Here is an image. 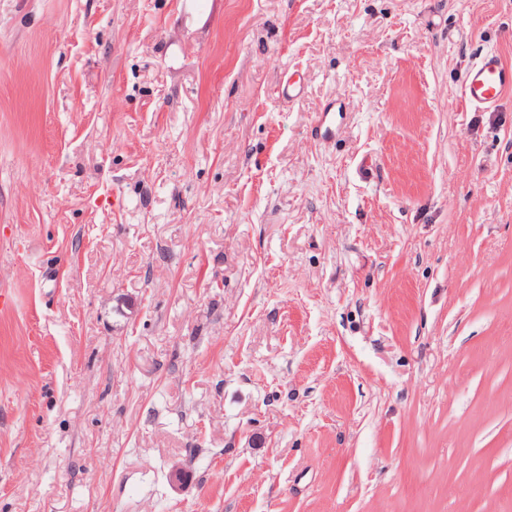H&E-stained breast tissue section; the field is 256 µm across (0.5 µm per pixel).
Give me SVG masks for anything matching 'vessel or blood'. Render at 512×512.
Wrapping results in <instances>:
<instances>
[{
    "label": "vessel or blood",
    "mask_w": 512,
    "mask_h": 512,
    "mask_svg": "<svg viewBox=\"0 0 512 512\" xmlns=\"http://www.w3.org/2000/svg\"><path fill=\"white\" fill-rule=\"evenodd\" d=\"M512 90V66L493 51L469 67L462 80V94L474 107L491 109Z\"/></svg>",
    "instance_id": "obj_1"
}]
</instances>
